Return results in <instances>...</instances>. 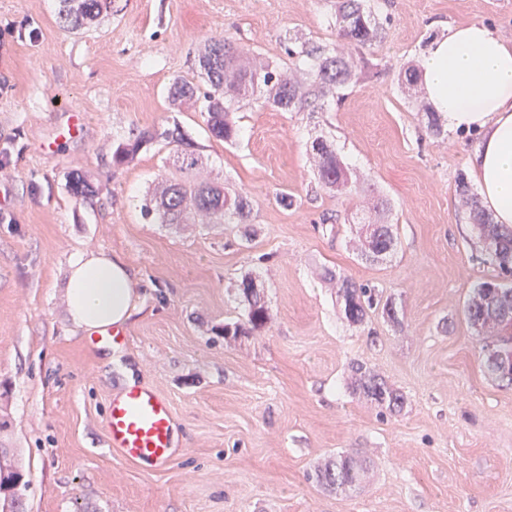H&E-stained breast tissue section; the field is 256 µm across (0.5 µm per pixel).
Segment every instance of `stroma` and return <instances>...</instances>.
Returning <instances> with one entry per match:
<instances>
[{"label":"stroma","instance_id":"35a3bbf8","mask_svg":"<svg viewBox=\"0 0 512 512\" xmlns=\"http://www.w3.org/2000/svg\"><path fill=\"white\" fill-rule=\"evenodd\" d=\"M367 3L385 31L363 51L379 77L301 112L243 103L227 144L198 104L170 105L169 85L198 82L200 47L224 37L252 68L307 71L284 37L335 46L338 0H114L79 32L60 23L59 0H0V448L23 475L25 512H512V387L487 373L463 312L472 288L501 277L457 193L479 137L430 134L413 107L421 87L397 80L449 25L481 21L512 39V0ZM71 108L88 115L83 134L39 151ZM175 124L199 157L192 180L246 198L245 223L143 217L170 147L145 143L120 167L112 152ZM318 138L356 193L318 183ZM74 173L94 193L74 195ZM364 220L393 225L387 261L362 260ZM80 250L135 274L142 303L116 339L67 315ZM249 273L268 320L225 338ZM340 277L391 300L396 320L372 310L348 322ZM355 363L403 394L400 411L352 392ZM130 384L172 403L178 452L164 469L107 446L108 400ZM344 454L362 461L361 483L318 484Z\"/></svg>","mask_w":512,"mask_h":512}]
</instances>
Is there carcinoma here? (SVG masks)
<instances>
[{"label":"carcinoma","instance_id":"carcinoma-1","mask_svg":"<svg viewBox=\"0 0 512 512\" xmlns=\"http://www.w3.org/2000/svg\"><path fill=\"white\" fill-rule=\"evenodd\" d=\"M112 11V0H60L59 17L67 29L80 31L106 12ZM334 25L338 38L347 41L355 49L365 48L381 39V29L370 8L363 0H340L336 9ZM286 54L302 57L310 62L312 79L299 85L281 78L275 69L257 72L248 69L241 51L226 37L219 42H210L198 53L200 78L208 86L202 93L191 82L176 79L169 87V101L180 105L185 101L202 103L212 135L226 143L236 140L238 130L230 117L236 104L251 99L258 89H265L264 103L285 112L301 111L310 106L311 98L325 96V90L341 89L361 74L370 72L364 57L347 59L341 48L312 45L302 42L295 48L286 49ZM160 136L174 146L172 167L180 177L169 179V184L160 196L144 198L142 212L159 224H181L184 213L193 208L205 210L212 215L213 223L228 224L236 219L244 221L250 213L247 200L232 197L215 187H194L186 173L199 161L193 144L178 128L167 129ZM154 138L144 132L133 141L120 142L112 153L115 166L129 163L140 146ZM318 155V181L338 193L357 191L348 168L336 151L322 140L313 143ZM457 192L470 209L477 226L486 261L505 274L512 273V226L496 224L488 214L479 209L469 194L467 183L459 179ZM396 249V235L390 224H371L366 230V247L362 256L371 262H382ZM240 294L247 302L237 321L224 324V335L241 336L263 326L268 319L263 293L255 287V278L245 276L239 284ZM339 297L341 311L352 324L364 322L368 311L379 306L392 321H397L393 303L381 302L370 288L358 287L350 280H341ZM465 317L478 334L493 342L482 347L485 352V367L489 374L512 385V371L503 369L501 355L512 354V287L485 281L473 288ZM352 387L356 393L379 406L395 411L403 405V395L370 369L359 363L351 365ZM319 483L345 491L355 486L359 479L358 461L352 455H340L324 468L318 470ZM25 485L23 475L7 463L6 455L0 456V491L16 485Z\"/></svg>","mask_w":512,"mask_h":512}]
</instances>
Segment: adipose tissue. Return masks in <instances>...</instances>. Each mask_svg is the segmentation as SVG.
I'll return each mask as SVG.
<instances>
[{"label": "adipose tissue", "mask_w": 512, "mask_h": 512, "mask_svg": "<svg viewBox=\"0 0 512 512\" xmlns=\"http://www.w3.org/2000/svg\"><path fill=\"white\" fill-rule=\"evenodd\" d=\"M422 87L448 130L478 134L472 176L495 223L512 226V40L479 21L450 27L426 49ZM65 300L88 333L125 326L138 309L128 264L101 251L72 257Z\"/></svg>", "instance_id": "1"}]
</instances>
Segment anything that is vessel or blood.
Masks as SVG:
<instances>
[{"label":"vessel or blood","mask_w":512,"mask_h":512,"mask_svg":"<svg viewBox=\"0 0 512 512\" xmlns=\"http://www.w3.org/2000/svg\"><path fill=\"white\" fill-rule=\"evenodd\" d=\"M107 434L110 447L125 460L152 470L164 467L175 452L169 400L148 388H126L109 403Z\"/></svg>","instance_id":"b4317fda"}]
</instances>
